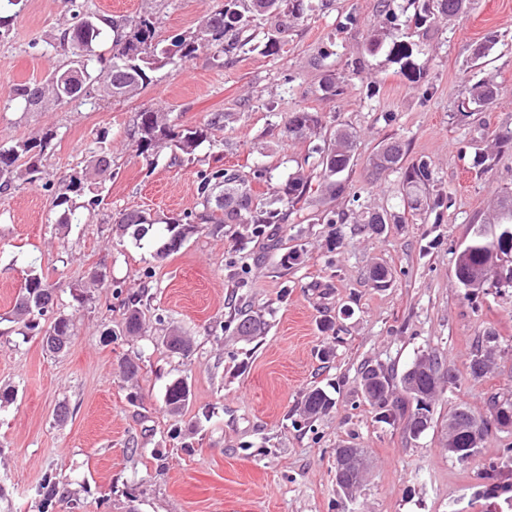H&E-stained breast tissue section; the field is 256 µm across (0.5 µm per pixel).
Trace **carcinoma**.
<instances>
[{"label":"carcinoma","instance_id":"carcinoma-1","mask_svg":"<svg viewBox=\"0 0 512 512\" xmlns=\"http://www.w3.org/2000/svg\"><path fill=\"white\" fill-rule=\"evenodd\" d=\"M474 0H407L414 9L416 27H428L438 16L454 17L473 4ZM313 12L311 0H224L221 7L213 11L195 30L171 38L162 45L159 40L158 20L151 13H140L132 19L110 18L102 15L88 16L79 20L60 37V45L68 50V64L52 70L41 84L24 83L16 86L14 99L27 109L41 110L49 105L67 104L87 95L89 86L103 81V90L114 98L132 99L138 96L152 81L150 73L158 66L172 64L183 66L204 51L210 52L215 61L230 54L262 48L268 55L277 54L288 41V33ZM112 30L109 65L104 74L94 75L89 70L94 46L102 34V27ZM388 33L381 28L371 31L365 50L375 55L389 48V55L401 65V69L416 72L414 45L394 41L386 46ZM346 76L329 74L324 78L322 90L332 97L344 95ZM499 91L489 80L474 85L469 101L470 111L486 112L496 106ZM224 113L213 112L202 126L174 128L169 123L168 112L159 107L148 108L138 113L137 152L146 158H156L162 151H171L170 159L179 160L191 156L195 149L221 128ZM285 131L294 136L315 138L317 143L304 159V166L279 183H272L269 167L256 163L250 168L249 177L238 170L215 169L201 175L198 196L205 214L182 217L153 218L140 211L120 214L117 220L124 235L136 241L144 239L154 225H165L166 240L157 248L156 256L163 259L178 251L184 241L200 232L205 224H236L242 227L238 238L248 234L259 238L266 234L272 224H286L288 219L308 211L324 224H365L378 230L389 223L392 214L369 212L349 213L343 209L328 207V203L350 192L348 180L343 174L354 165L356 135L347 126L341 125L327 132L324 116L319 112L299 110L290 112L284 119ZM54 135L44 133L31 140L0 146V188L8 187L18 180L34 183L42 173L44 161L51 152ZM405 146L392 139L378 148L370 158L375 170L401 174L400 195L403 210L421 216H434L440 223L441 210L448 207V197L429 191L432 180L430 163L420 159L403 165ZM90 170L76 171L69 175L66 192L56 197L55 206L62 209L59 223L80 224L83 215L73 205L71 195H81L89 172L103 175L111 168L110 158L97 156L89 161ZM265 184L269 197L259 198L252 193V184ZM469 248L460 251L455 265V276L474 279L483 268L503 258L512 259V243H503L486 237L472 238ZM55 288L36 274L28 275L16 297L11 317L24 327L42 335L43 346L52 353H61L69 345L73 335L72 319L60 314L49 326L41 327V320L51 313ZM144 294L127 297L126 331L135 335L143 327V308L147 303ZM229 323L235 332L252 339L266 332L267 323L263 315L240 309L230 316ZM166 350L173 356L188 358L192 352L189 339L171 335L165 341ZM484 351L476 348L469 364V374L478 379L484 376L489 366L482 362ZM444 376L443 365L433 352L419 354L411 365L397 374L392 368L366 366L361 372V395L366 404L376 411L377 421L393 425L404 421V430L417 438L431 428L432 404L438 392L435 380ZM190 387L183 378L173 380L166 389L165 404L168 412L179 415L188 405ZM334 405V399L322 388L309 390L299 408L301 421H310L326 413ZM493 421L482 419L481 434L490 426L500 430L512 429V404L493 402ZM363 470L349 468V473L336 474V484L344 494H351L361 484ZM58 494L56 482L47 477L42 484L41 512H49Z\"/></svg>","mask_w":512,"mask_h":512}]
</instances>
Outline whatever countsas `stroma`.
<instances>
[{
    "label": "stroma",
    "mask_w": 512,
    "mask_h": 512,
    "mask_svg": "<svg viewBox=\"0 0 512 512\" xmlns=\"http://www.w3.org/2000/svg\"><path fill=\"white\" fill-rule=\"evenodd\" d=\"M85 12L117 19L151 10L168 37L193 30L219 0H79ZM376 0H329L297 26L278 54L261 50L215 64L200 54L185 66H164L136 98L115 99L99 87L88 96L42 111L13 101L15 85L39 82L66 60L60 33L75 25L62 0H20L8 36L0 39V144L53 131V150L40 181L0 191V389L13 392L0 407V512H38L37 489L53 476L60 494L52 512H512V497L486 496L491 484L512 485V431L485 435L477 456L460 461L443 446L442 429L459 404L488 415L490 399L512 403V288L488 283L467 295L455 277L460 250L476 228L495 236V200L512 194V146L496 142L512 130V0H475L452 20L436 19L423 40L414 26L395 40L419 44L424 68L407 79L387 52L360 48L377 23ZM357 25L336 26L347 14ZM483 59L474 53L487 37ZM337 54L314 66L318 50ZM348 76L332 99L319 87L325 71ZM493 78L499 100L489 112L458 111L472 84ZM378 94L366 98L367 86ZM162 107L178 125H204L224 115L215 141L189 160L171 164L138 156L137 114ZM298 110L324 115L328 125L356 131L357 161L348 181L363 207L398 213L400 177L376 175L369 159L386 137L404 142L405 163L432 169V193L449 198L437 224L406 218L381 232L355 225L277 224L267 236L237 240L208 226L165 259L152 240L121 236L126 211L154 216L201 212L199 175L215 168L248 174L254 163L287 178L307 155L308 139L285 133L282 116ZM393 113L384 122V113ZM112 160L109 176L91 177L99 203L84 223L63 226L53 201L92 151ZM299 249L295 264L280 259ZM385 266L387 287L367 280ZM245 283L233 278L234 268ZM152 270L150 286L140 276ZM119 282L121 292L89 287L84 303L70 287L93 272ZM57 287L55 308L72 317L65 353H49L41 336L8 321L28 274ZM147 288L150 304L139 335L125 331L124 293ZM264 315V336L251 340L225 328L233 307ZM330 331H322L324 321ZM495 332L496 364L482 378L468 364L478 336ZM173 333L193 344L189 358L170 355ZM333 354L320 359V350ZM433 351L456 381L432 406L430 428L410 438L402 424L376 422L360 393L362 364L404 371ZM139 375L125 379L126 360ZM186 378L191 400L171 416L168 385ZM327 390L335 406L309 427L294 424L304 394ZM70 409L56 416L59 403ZM365 449L368 467L352 496L336 484V450Z\"/></svg>",
    "instance_id": "35a3bbf8"
}]
</instances>
